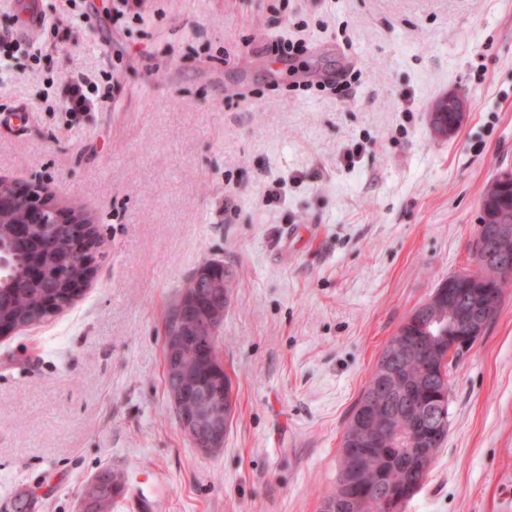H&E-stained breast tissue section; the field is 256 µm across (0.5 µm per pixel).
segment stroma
Masks as SVG:
<instances>
[{
    "instance_id": "obj_1",
    "label": "stroma",
    "mask_w": 512,
    "mask_h": 512,
    "mask_svg": "<svg viewBox=\"0 0 512 512\" xmlns=\"http://www.w3.org/2000/svg\"><path fill=\"white\" fill-rule=\"evenodd\" d=\"M120 2L0 0L18 46L0 115L27 114L0 124V179L103 241L74 306L0 337V512H79L106 466L112 512H320L382 349L468 266L481 193L512 168V0H143L139 20ZM31 42L61 48L36 62ZM77 73L109 98L73 117ZM451 92L469 119L443 139L429 115ZM210 260L233 273L234 409L205 455L168 397L163 322ZM405 512H512V285Z\"/></svg>"
}]
</instances>
